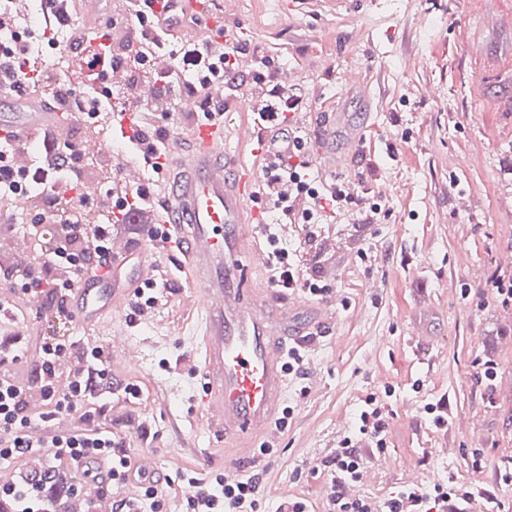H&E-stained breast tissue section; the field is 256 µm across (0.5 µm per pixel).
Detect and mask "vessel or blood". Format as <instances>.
Listing matches in <instances>:
<instances>
[{"label":"vessel or blood","mask_w":512,"mask_h":512,"mask_svg":"<svg viewBox=\"0 0 512 512\" xmlns=\"http://www.w3.org/2000/svg\"><path fill=\"white\" fill-rule=\"evenodd\" d=\"M137 122V113L115 111L105 113L102 124L105 131L127 134ZM70 127L66 114L48 100L0 104V136L27 143L14 158L22 170L34 160L37 129H51L64 141ZM257 141L256 129L245 121L192 124L186 134L165 142L172 171L162 181L160 207L129 217L130 223H148L154 235L165 237L199 305L193 367L201 377L200 402L210 435L235 458L224 468L228 484L241 479V463L255 459L258 449L279 443L290 342L323 317L319 308L304 317L300 298L257 285L249 276L250 268L266 260L251 230L263 218L255 205L256 168L238 150L249 145L253 156H261ZM363 141V132L348 130L342 149L324 147L308 156L306 166L327 178L361 150ZM157 270L148 244L118 235L110 242L107 274L88 271L73 285L68 302L75 323L85 329L104 323L110 330L112 372L139 367L142 356L113 311L136 288L155 280Z\"/></svg>","instance_id":"b4317fda"}]
</instances>
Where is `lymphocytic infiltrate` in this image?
Returning <instances> with one entry per match:
<instances>
[{
  "mask_svg": "<svg viewBox=\"0 0 512 512\" xmlns=\"http://www.w3.org/2000/svg\"><path fill=\"white\" fill-rule=\"evenodd\" d=\"M39 9L30 31H21L15 22L13 0H0V92L19 97L51 88L57 107L70 112L81 134L71 141H56L50 132L39 133L38 160L34 169L19 171L12 162L14 141L0 138V240L15 225H27L35 240L36 256L21 264H0V279L11 291H37L52 304L51 314L64 319L68 306L69 274L99 270L109 263V243L114 224L113 210L127 213L157 204L150 186H142L114 200L111 185L96 193L84 190L87 178L83 163L82 133L96 130L101 114L113 111L119 101L112 93L110 77L122 67L151 72L160 96L177 102L183 93L199 101L203 116H223L229 109L223 100L211 97V85L238 83L235 57L243 48L242 40L224 45L216 42L214 29L200 27V36L185 44L174 35L168 21L169 0H114L112 12L98 27L82 30L75 0H38ZM133 23L134 35L120 48L99 44L106 30L117 24ZM85 37L81 56L87 80L75 84L69 72L57 68L52 56L67 51L70 38ZM285 89L275 88L271 100L254 115L263 130L283 129L284 134L266 143V165L258 192L269 213L300 224L307 237L317 235L329 214L357 207L366 223H374L382 212L371 190L350 189L342 185L316 187L300 156L307 146L299 136H287L288 111L281 108ZM168 113L148 105L139 108L140 131L136 140L127 142L125 151L148 163L152 172L161 166L155 161L157 150L166 141ZM292 181L297 194L307 200L303 209H295L288 198L280 196L276 185ZM87 209L101 212L100 224H85L81 213ZM268 268L273 287L296 290L312 296L327 293V285L310 277L274 232L265 234ZM42 363L25 383H17L13 370L21 364L25 348L19 341H0V463L16 464L38 454L44 456L52 473L71 475L73 494L92 497L94 491H110L115 512H162L169 496L160 480L141 487L139 496L124 493L125 474L133 462L134 450L127 437L103 423L87 402L101 390H111L109 360L101 346L93 343L77 348L75 341L61 336H44L39 341ZM78 354L81 368L72 376L67 391L54 386L61 357ZM39 390L47 403L46 413L34 416L27 410L31 390ZM393 388H385L383 397L368 395L360 405L351 436L345 437L322 465L331 473V492L326 512H443L448 502H469L478 489L474 484L449 478L433 489L410 487L398 495L376 501L369 497L350 498L347 488L360 481L366 455H381L388 448L389 421L392 413L386 402ZM69 419L60 428L58 419ZM45 432L41 443H30L31 426ZM88 455L108 459L106 474L86 475L75 480L78 461ZM261 478L252 474L233 486L221 476L192 477L188 480L186 502L189 512H256ZM0 504L10 512H56L42 475H26L20 482L0 487Z\"/></svg>",
  "mask_w": 512,
  "mask_h": 512,
  "instance_id": "lymphocytic-infiltrate-1",
  "label": "lymphocytic infiltrate"
}]
</instances>
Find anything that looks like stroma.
I'll return each mask as SVG.
<instances>
[{
  "label": "stroma",
  "instance_id": "35a3bbf8",
  "mask_svg": "<svg viewBox=\"0 0 512 512\" xmlns=\"http://www.w3.org/2000/svg\"><path fill=\"white\" fill-rule=\"evenodd\" d=\"M293 2L279 13L274 0H237L235 15L244 39L262 43L290 72L301 99L292 126L318 147L324 130L315 113H345L363 125L366 141L333 182L375 187L391 178L395 185L378 223L344 213L313 242L291 224L279 233L281 245L299 251L308 273L328 284L330 307L306 344L304 374L288 377L294 415L280 444L243 467L263 478L257 510L275 512L300 496L320 512L330 487L320 462L342 438L337 422L354 419L362 399L392 385L390 446L367 458L361 495H397L412 471L426 489L451 476L481 486L482 495L456 512H512V487L498 482L512 468V306L487 286L488 277L506 273L500 256L512 251V112L496 106L512 94V29L486 24L497 10H512V0H364L339 13ZM358 66L370 78L367 101L345 83ZM432 87L439 96H429ZM478 147L484 159L476 164ZM472 264L482 279H469ZM154 314L153 323L132 329L157 339L142 368L116 378L118 386L137 385L138 400L105 393L88 405L136 438L139 453L177 489L167 512H186V479L221 474L226 459L209 453L194 372L176 363L186 352L182 331L196 315L188 285L172 278ZM45 315L18 307L27 340L53 332L108 343ZM477 359L495 363L492 384L481 382ZM442 397L451 419L438 428L424 406ZM476 432L484 436L478 472Z\"/></svg>",
  "mask_w": 512,
  "mask_h": 512
}]
</instances>
